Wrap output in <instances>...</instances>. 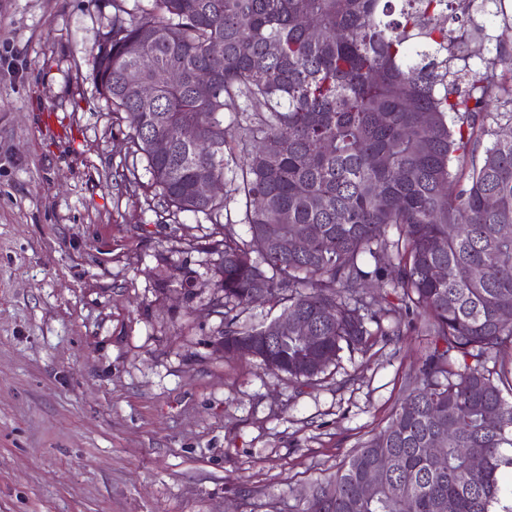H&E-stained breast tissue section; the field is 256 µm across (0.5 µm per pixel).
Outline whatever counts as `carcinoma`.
Here are the masks:
<instances>
[{"instance_id": "cac0c4a2", "label": "carcinoma", "mask_w": 512, "mask_h": 512, "mask_svg": "<svg viewBox=\"0 0 512 512\" xmlns=\"http://www.w3.org/2000/svg\"><path fill=\"white\" fill-rule=\"evenodd\" d=\"M497 0H112L92 80L167 207L220 224L231 174L249 239L224 229L211 302L224 347L262 334L242 317L279 308L288 340L256 354L306 382L344 349L419 333L431 346L387 426L313 483L301 512H492L512 466V85L500 47L472 63ZM224 54H211L212 44ZM181 71L170 86L141 69ZM215 80L204 96L197 72ZM154 83V96L140 97ZM259 103L263 112H250ZM495 110L497 128L476 127ZM237 114L245 134L224 127ZM191 128L197 142L183 139ZM492 136L482 155L483 134ZM275 140L274 153L261 151ZM164 140L159 154L154 143ZM312 240L299 251L291 236ZM476 268L472 279L466 271ZM396 297L392 302L389 297ZM395 322L392 329L386 321ZM314 336L312 345L304 337ZM441 439L442 452L428 453ZM477 457L481 468L468 460ZM383 460L381 469L372 464Z\"/></svg>"}]
</instances>
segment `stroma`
<instances>
[{
  "label": "stroma",
  "mask_w": 512,
  "mask_h": 512,
  "mask_svg": "<svg viewBox=\"0 0 512 512\" xmlns=\"http://www.w3.org/2000/svg\"><path fill=\"white\" fill-rule=\"evenodd\" d=\"M111 15L0 0V512H299L427 340L303 385L215 350L214 226L156 196L91 80Z\"/></svg>",
  "instance_id": "obj_1"
}]
</instances>
